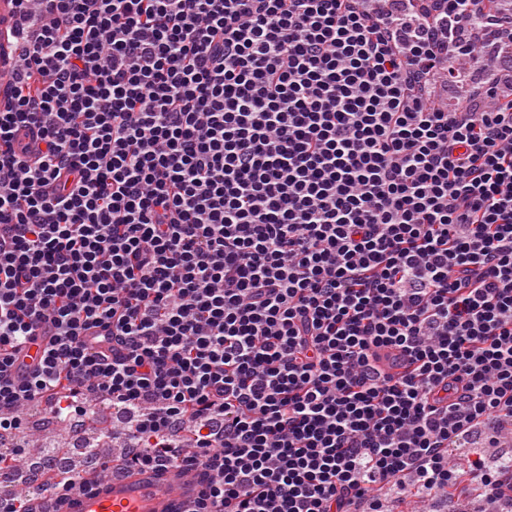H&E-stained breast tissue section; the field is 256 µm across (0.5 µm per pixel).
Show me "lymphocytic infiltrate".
Here are the masks:
<instances>
[{"instance_id":"obj_1","label":"lymphocytic infiltrate","mask_w":512,"mask_h":512,"mask_svg":"<svg viewBox=\"0 0 512 512\" xmlns=\"http://www.w3.org/2000/svg\"><path fill=\"white\" fill-rule=\"evenodd\" d=\"M411 2L16 0L0 475L27 403L106 402L121 468L196 473L188 512H379L465 477L512 512V460L449 461L512 420V15Z\"/></svg>"}]
</instances>
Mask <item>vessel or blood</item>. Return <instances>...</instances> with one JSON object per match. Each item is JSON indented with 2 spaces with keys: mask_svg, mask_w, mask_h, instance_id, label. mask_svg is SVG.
<instances>
[{
  "mask_svg": "<svg viewBox=\"0 0 512 512\" xmlns=\"http://www.w3.org/2000/svg\"><path fill=\"white\" fill-rule=\"evenodd\" d=\"M15 0H0V73L9 69V46L1 33L14 21ZM195 493V483L179 468L135 469L109 478L97 496H77L62 512H183L182 505Z\"/></svg>",
  "mask_w": 512,
  "mask_h": 512,
  "instance_id": "b4317fda",
  "label": "vessel or blood"
}]
</instances>
